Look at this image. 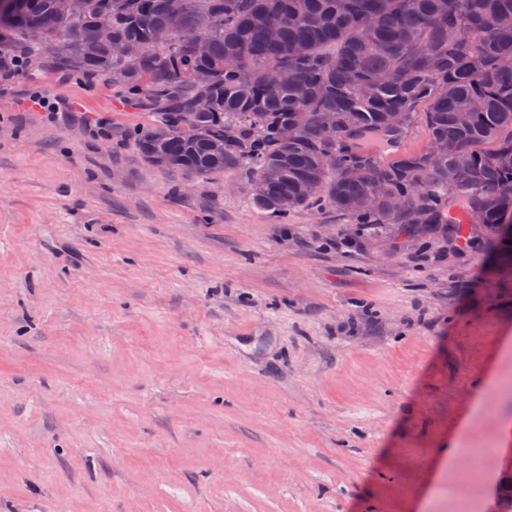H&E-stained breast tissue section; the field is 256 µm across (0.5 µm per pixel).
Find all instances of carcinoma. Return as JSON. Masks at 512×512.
Listing matches in <instances>:
<instances>
[{
    "label": "carcinoma",
    "mask_w": 512,
    "mask_h": 512,
    "mask_svg": "<svg viewBox=\"0 0 512 512\" xmlns=\"http://www.w3.org/2000/svg\"><path fill=\"white\" fill-rule=\"evenodd\" d=\"M14 2L0 44L35 55L51 42L59 60L157 106L137 147L161 169L243 170L256 208L276 217L323 201L355 224H426L452 236L463 232L456 211L492 231L512 224V0ZM103 12L110 43L95 40ZM35 26L45 30L38 42ZM73 31L82 41L64 45ZM181 33L201 35L207 53L193 55ZM128 43L141 46L138 58L124 55ZM271 67L293 78L271 86ZM199 70L208 83L195 80ZM203 97L208 112L195 108ZM419 117L427 149L384 159ZM380 183L399 208L372 197Z\"/></svg>",
    "instance_id": "cac0c4a2"
}]
</instances>
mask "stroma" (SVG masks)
<instances>
[{
	"mask_svg": "<svg viewBox=\"0 0 512 512\" xmlns=\"http://www.w3.org/2000/svg\"><path fill=\"white\" fill-rule=\"evenodd\" d=\"M128 98L0 77V512H512V239L278 220Z\"/></svg>",
	"mask_w": 512,
	"mask_h": 512,
	"instance_id": "35a3bbf8",
	"label": "stroma"
}]
</instances>
